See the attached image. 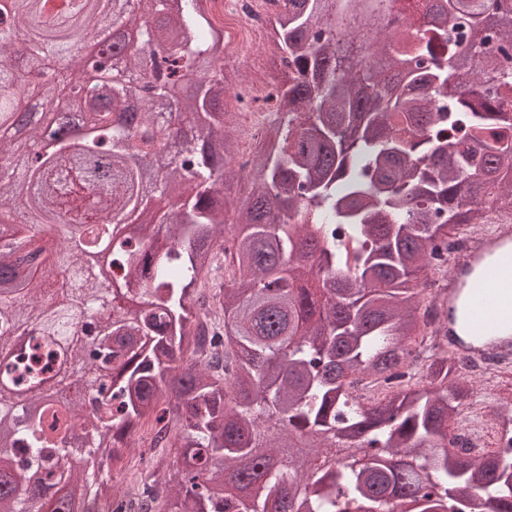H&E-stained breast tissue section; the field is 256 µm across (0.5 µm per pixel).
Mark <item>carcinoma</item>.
<instances>
[{"label": "carcinoma", "instance_id": "carcinoma-1", "mask_svg": "<svg viewBox=\"0 0 512 512\" xmlns=\"http://www.w3.org/2000/svg\"><path fill=\"white\" fill-rule=\"evenodd\" d=\"M273 31L278 117L242 169L240 69L200 0H0V126L34 146L20 161L0 139V210L28 212L0 224V512H112L92 467L149 423L181 452L145 476L144 512H512V453L444 451L473 399L447 352L351 392L440 317L424 285L448 237L512 209V0H281ZM85 42L110 76L49 123L27 112L26 91L54 98L43 71L80 78ZM102 248L110 295L84 273ZM68 363L95 384L57 388ZM338 445L397 465L327 462ZM24 471L42 485L17 491Z\"/></svg>", "mask_w": 512, "mask_h": 512}]
</instances>
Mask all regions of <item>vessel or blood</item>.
<instances>
[{
    "label": "vessel or blood",
    "mask_w": 512,
    "mask_h": 512,
    "mask_svg": "<svg viewBox=\"0 0 512 512\" xmlns=\"http://www.w3.org/2000/svg\"><path fill=\"white\" fill-rule=\"evenodd\" d=\"M437 302L447 313L439 335L450 355H492L512 366V223L482 225L472 246L449 258Z\"/></svg>",
    "instance_id": "b4317fda"
}]
</instances>
